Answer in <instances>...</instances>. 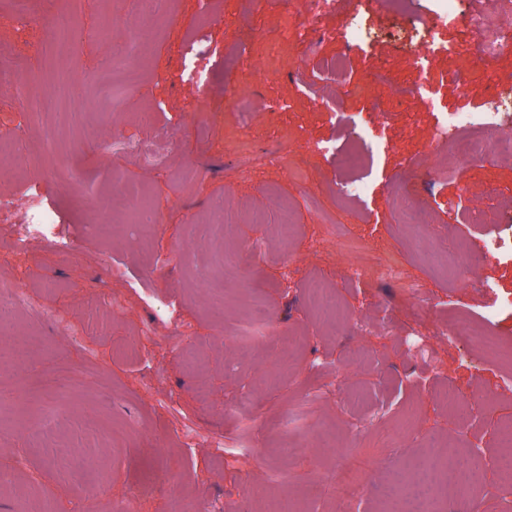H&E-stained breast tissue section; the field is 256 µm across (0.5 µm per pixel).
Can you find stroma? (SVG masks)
I'll return each mask as SVG.
<instances>
[{
  "instance_id": "obj_1",
  "label": "stroma",
  "mask_w": 512,
  "mask_h": 512,
  "mask_svg": "<svg viewBox=\"0 0 512 512\" xmlns=\"http://www.w3.org/2000/svg\"><path fill=\"white\" fill-rule=\"evenodd\" d=\"M305 8L31 0L22 12L0 0V52L46 102L32 111L16 83L0 84V140L17 148L0 207L17 211L36 183L56 214L41 228L0 222V280L14 287L0 296V348L17 357L0 361V512H111L116 499L130 512H342L335 483L347 474L355 512H380L388 469L463 448L470 433L494 450L512 421V363L468 350L453 324L470 314L512 347V255L483 247L512 226V159L474 172L433 146L443 113L480 112L512 90L510 52L458 93L475 42L456 13L492 23L512 0H450L424 71L391 41L406 26L386 0H339L319 19L334 36L316 56L298 37L270 43ZM356 12L375 41L341 37ZM135 29L144 79L101 99ZM191 44L212 83L185 71ZM338 56L344 86L318 64ZM424 80L432 99L411 94ZM343 112L387 145L355 206L336 197ZM401 179L430 223H400L388 188ZM105 201L140 209V223L108 220ZM283 207L288 238L276 231ZM256 211L266 223H250ZM391 259L396 283L380 277ZM313 280L335 294L337 318L321 317ZM446 388L478 401L481 420L449 414Z\"/></svg>"
}]
</instances>
